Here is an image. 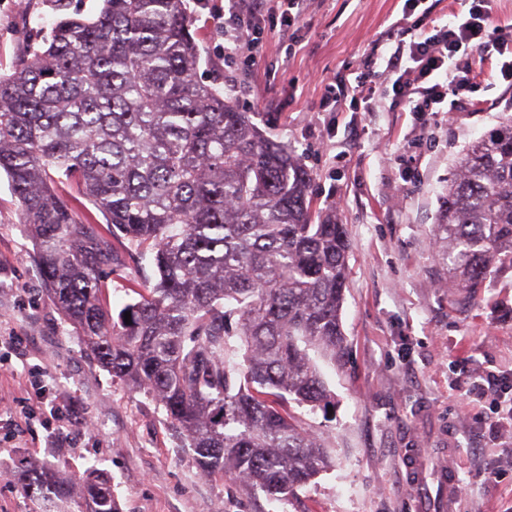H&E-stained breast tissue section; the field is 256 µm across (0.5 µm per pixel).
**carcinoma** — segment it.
Listing matches in <instances>:
<instances>
[{"mask_svg":"<svg viewBox=\"0 0 512 512\" xmlns=\"http://www.w3.org/2000/svg\"><path fill=\"white\" fill-rule=\"evenodd\" d=\"M59 17L0 75V172L35 246L45 289L112 377L152 394L205 474L285 500L332 464L279 407H327L309 351L341 357L350 248L333 210L309 195L310 170L195 76L186 0H102ZM81 187L108 230L74 211L54 178ZM433 236L448 282L475 295L512 269V115L459 154ZM127 239L154 277L112 316L105 270ZM130 312L131 323L125 322ZM242 363L225 361L230 342ZM36 501L70 498L54 473L24 466ZM80 512H120L94 472Z\"/></svg>","mask_w":512,"mask_h":512,"instance_id":"1","label":"carcinoma"}]
</instances>
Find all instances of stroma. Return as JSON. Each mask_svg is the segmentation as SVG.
Returning a JSON list of instances; mask_svg holds the SVG:
<instances>
[{"instance_id":"stroma-1","label":"stroma","mask_w":512,"mask_h":512,"mask_svg":"<svg viewBox=\"0 0 512 512\" xmlns=\"http://www.w3.org/2000/svg\"><path fill=\"white\" fill-rule=\"evenodd\" d=\"M404 0H309L292 38L268 34L257 64L232 93L241 111L280 115L276 136L312 173L317 207L335 210L351 250L342 307L348 355L312 359L333 395L330 411L289 403L297 424L319 436L334 464L284 501L221 473L202 474L196 455L162 405L102 368L65 322L34 261L6 176H0V336L25 337V356L0 368V410L31 390L30 369L76 397L95 426L70 429L47 447L52 421L18 422L0 454V512H40L19 477L23 464L57 470L73 491L89 473L110 476L121 512H420L405 485V449L424 448L430 466L457 469L460 512H512V442H491L489 400L471 391L477 372L512 376V270L489 276L469 301L448 286L434 245L439 198L465 145L512 114V83L477 72L453 112L392 107L381 87L371 103L316 106L326 83L355 79L370 55L390 56L401 39ZM201 61L198 77L224 81L219 51L224 0H188ZM57 18L53 0H0V74L10 72ZM153 275L135 255L106 279L112 310L135 301ZM499 473L487 482V471Z\"/></svg>"}]
</instances>
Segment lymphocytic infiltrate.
I'll return each mask as SVG.
<instances>
[{"mask_svg":"<svg viewBox=\"0 0 512 512\" xmlns=\"http://www.w3.org/2000/svg\"><path fill=\"white\" fill-rule=\"evenodd\" d=\"M224 0V58L254 66L265 48V32L279 30L288 35L298 22L306 0ZM427 0H405L404 17L412 18L408 43L396 48L384 70L368 62L366 73L356 83L339 81L327 85L319 109L332 112L343 96L375 97L379 83L391 86L394 97L412 112H438L449 94L471 87L478 65L497 60L503 80L512 82V29L494 21L486 0H471L468 10L454 13L448 22L432 18ZM466 61H458V53ZM474 387L493 397L494 416L490 432L512 428V379L492 370L476 373ZM82 414L81 404L73 398H38L21 406L18 417L33 419L47 416L56 422L48 436L52 445L67 440L68 426Z\"/></svg>","mask_w":512,"mask_h":512,"instance_id":"f902f5d3","label":"lymphocytic infiltrate"}]
</instances>
